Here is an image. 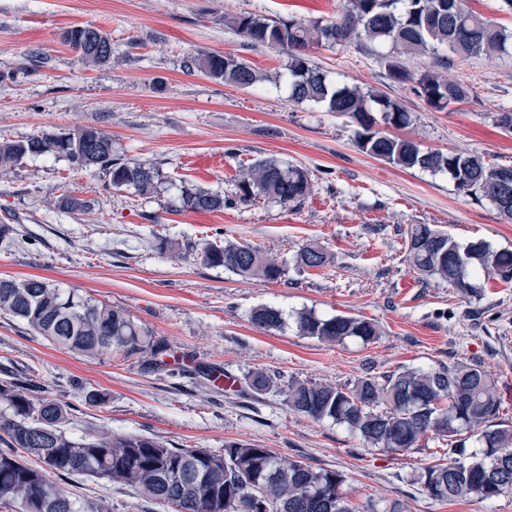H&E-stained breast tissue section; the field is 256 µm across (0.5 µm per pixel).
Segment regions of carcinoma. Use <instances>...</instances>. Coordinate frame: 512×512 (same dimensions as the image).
<instances>
[{"instance_id":"cac0c4a2","label":"carcinoma","mask_w":512,"mask_h":512,"mask_svg":"<svg viewBox=\"0 0 512 512\" xmlns=\"http://www.w3.org/2000/svg\"><path fill=\"white\" fill-rule=\"evenodd\" d=\"M224 25L251 45L286 51L288 100L321 104L352 118L357 124L354 142L361 152L402 168L446 173L458 191L491 203L512 221V165L464 151H425L410 138L374 129L376 112L386 126L397 129L409 125L411 115L396 99L330 81L305 54L313 45L353 44L376 56L390 80L430 107L443 110L464 103L472 98L471 86L445 72L472 57H495L512 41V32L470 10L465 0H347L345 11L326 23L246 13L224 17ZM89 34L100 37L104 46L89 44L82 61L109 62L112 43L100 29L74 26L62 38L72 47ZM386 45L388 52L379 50ZM426 54L433 56L430 65L417 71L406 65V60ZM187 68L244 88L263 80L246 61L231 55L199 54L190 58ZM45 153L98 172L112 186L130 188L142 197L157 193L161 184L154 167L122 158L112 136L95 126L50 137L0 140V172L11 171L26 156ZM312 189L307 169L268 156L241 166L230 196L185 184L179 210L212 213L233 203L260 200L297 206ZM406 241L414 269L448 283L463 296L481 293L475 282L480 272L512 283V251H495L482 241L463 245L432 224L410 225ZM201 260L249 280L276 282L285 276L273 257L224 239L205 243ZM331 263L330 254L317 244L296 254V265L302 268ZM0 312L51 345L89 360L115 352L160 367L168 350L127 310L40 277H1ZM250 318L260 329L284 323L282 313L267 306L253 308ZM296 329L329 344L348 338L367 344L380 336L379 326L368 319H324L313 311L297 314ZM233 386L281 394L291 411L315 422L344 425L364 445L386 452L406 453L428 436L446 442L447 462L416 475L434 499L489 500L501 495V489L512 488V426H501L495 381L477 363L403 367L366 374L350 387L307 380L285 385L279 375L255 369L233 380ZM0 401L11 410L0 417V502L20 512H81L73 494L54 481L74 475L128 487L144 500L172 506L174 512H402L398 504L382 508L372 500L358 508L342 492V473L251 441H229L215 451L169 448L152 437L108 432L73 439L63 429L70 406L31 379L1 380ZM469 432L476 434L481 450L467 451L462 436Z\"/></svg>"}]
</instances>
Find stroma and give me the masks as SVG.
I'll return each mask as SVG.
<instances>
[{
    "instance_id": "stroma-1",
    "label": "stroma",
    "mask_w": 512,
    "mask_h": 512,
    "mask_svg": "<svg viewBox=\"0 0 512 512\" xmlns=\"http://www.w3.org/2000/svg\"><path fill=\"white\" fill-rule=\"evenodd\" d=\"M345 0H0V139L48 137L84 126L111 134L124 158L155 167L162 184L144 198L115 188L102 174L53 154L24 158L0 174V277L40 276L126 309L169 346L166 361L184 376L112 354L87 361L32 335L0 313V380L29 376L71 403L65 430L158 438L171 448H223L245 440L317 468L342 472L356 504L397 500L403 512H512V492L490 500L431 498L414 473L442 463L441 441L426 439L393 455L367 448L344 427L289 410L279 394H225L205 375L235 378L263 368L287 379L350 385L366 373L404 366L479 363L494 378L502 417L512 425V285L484 275L483 291L465 297L415 272L405 229L433 224L460 243L481 240L512 249V222L486 202L459 193L444 174L404 170L356 147L354 120L324 106L289 102L279 80L288 54L253 46L225 28L239 13L332 20ZM94 26L112 40V60L83 65L64 44L70 26ZM234 55L267 81L224 85L185 62L198 52ZM312 63L328 78L399 100L411 115L402 136L422 149L467 151L512 163V133L496 109L512 102V52L475 57L449 70L475 95L447 109L429 107L393 83L376 57L356 47L316 46ZM277 156L308 169L313 191L301 205L240 203L212 214L177 208L183 182L229 194L240 164ZM89 210L57 203L63 193ZM259 248L286 270L282 281L243 279L202 263V244L217 233ZM179 244L182 260L159 248ZM316 243L334 257L324 269H301L297 251ZM279 310L285 324L260 329L253 308ZM375 321L370 344L328 345L299 335L296 313ZM105 404L84 403V390ZM69 491L109 512H172L132 490L75 476Z\"/></svg>"
}]
</instances>
